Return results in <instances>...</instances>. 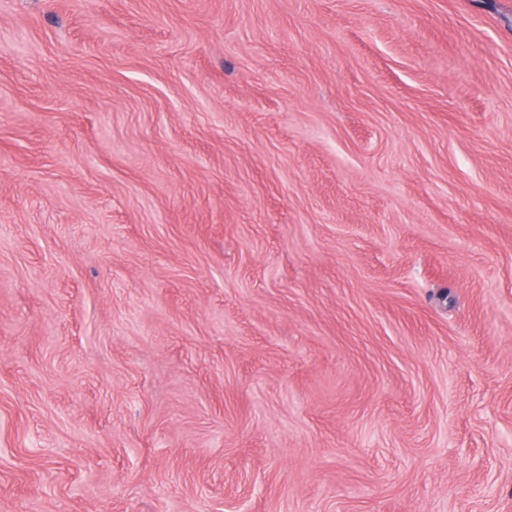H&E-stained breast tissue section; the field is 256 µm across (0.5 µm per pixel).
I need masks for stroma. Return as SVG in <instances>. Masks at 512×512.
I'll use <instances>...</instances> for the list:
<instances>
[{
	"instance_id": "35a3bbf8",
	"label": "stroma",
	"mask_w": 512,
	"mask_h": 512,
	"mask_svg": "<svg viewBox=\"0 0 512 512\" xmlns=\"http://www.w3.org/2000/svg\"><path fill=\"white\" fill-rule=\"evenodd\" d=\"M0 512H512V0H0Z\"/></svg>"
}]
</instances>
